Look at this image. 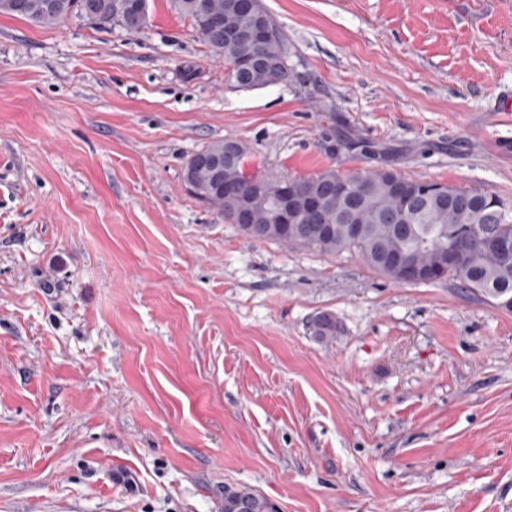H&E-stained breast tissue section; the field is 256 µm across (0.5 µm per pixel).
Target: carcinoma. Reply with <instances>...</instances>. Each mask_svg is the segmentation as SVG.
<instances>
[{
    "mask_svg": "<svg viewBox=\"0 0 512 512\" xmlns=\"http://www.w3.org/2000/svg\"><path fill=\"white\" fill-rule=\"evenodd\" d=\"M226 2L171 0L174 10L190 19L196 36L211 56L224 60L228 81L243 82L248 90L299 81L292 63L286 72H271L258 65L239 70L246 54L279 55L288 52V47L281 31L277 40L259 48H247L229 39V32H242L250 22L227 10ZM137 7L138 0H0L1 14L34 26L57 25L74 17L102 28H122L126 17ZM208 13L221 14L224 27L216 30L208 26ZM358 147L371 166L348 173L327 168L308 176H291L250 169V147L245 144L243 154L227 168L225 177L238 184L246 197L253 194L255 183L267 182L269 194L258 200V207L269 217L279 205L277 188L282 184L299 193L321 197L320 223L331 232L310 239L304 247L321 255L354 252L370 269L384 276L387 271L382 259L391 255L423 268L436 266L442 247L452 239L465 257V274L460 276L450 267L443 268L437 280H457L486 305L512 312V257L504 258L497 247L503 236L512 242V210L508 203L490 191L441 184L436 194L419 197L405 209L404 197L413 196L425 181L400 174L389 163L387 153L374 143L363 140ZM196 181V199L224 216L225 223H236L234 205L224 202V194L213 190L207 169L196 172ZM343 224L363 225L365 237L359 243L350 241L340 230ZM471 224L484 225L486 237L466 235L465 229ZM314 332L321 340L335 339L339 332L336 318L320 315L314 322ZM222 512H274V503L250 488L229 487L224 490Z\"/></svg>",
    "mask_w": 512,
    "mask_h": 512,
    "instance_id": "1",
    "label": "carcinoma"
}]
</instances>
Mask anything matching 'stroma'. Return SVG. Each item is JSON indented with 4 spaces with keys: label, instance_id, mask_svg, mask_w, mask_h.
<instances>
[{
    "label": "stroma",
    "instance_id": "stroma-1",
    "mask_svg": "<svg viewBox=\"0 0 512 512\" xmlns=\"http://www.w3.org/2000/svg\"><path fill=\"white\" fill-rule=\"evenodd\" d=\"M262 2L303 84L235 88L170 0L0 14V512H512V313L250 240L182 179L226 138L363 167L335 127L512 204V0ZM138 1L0 0V13L18 17L34 26L57 25L74 17L90 21L102 28L118 26L127 31H139L148 26L149 12L147 3V14L142 25L146 2L141 1L138 7ZM137 7L138 11L135 12ZM128 15L130 16L125 27L123 23ZM223 512H275L277 505L253 489L229 487L224 490Z\"/></svg>",
    "mask_w": 512,
    "mask_h": 512
}]
</instances>
